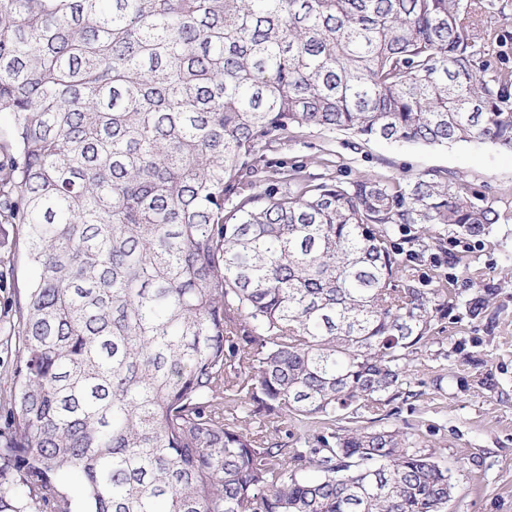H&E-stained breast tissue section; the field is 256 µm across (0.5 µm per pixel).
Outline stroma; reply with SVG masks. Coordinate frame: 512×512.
Wrapping results in <instances>:
<instances>
[{"label": "stroma", "instance_id": "obj_1", "mask_svg": "<svg viewBox=\"0 0 512 512\" xmlns=\"http://www.w3.org/2000/svg\"><path fill=\"white\" fill-rule=\"evenodd\" d=\"M331 157L323 166V157ZM349 181L368 175L412 178L426 171L459 175L512 210V153L488 144L421 146L359 142L345 133L312 131L270 155ZM411 264L448 304L429 339L405 362L406 394L364 416L365 425L398 429L433 450L456 488L446 512H512V223L470 237L440 225ZM35 276L16 255L0 281V398L11 386L14 302Z\"/></svg>", "mask_w": 512, "mask_h": 512}]
</instances>
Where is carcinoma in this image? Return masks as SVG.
Here are the masks:
<instances>
[{
  "mask_svg": "<svg viewBox=\"0 0 512 512\" xmlns=\"http://www.w3.org/2000/svg\"><path fill=\"white\" fill-rule=\"evenodd\" d=\"M494 0H0V214L15 303L0 512H445L396 429L443 289L390 230L512 216L428 171L339 181L267 154L313 129L512 152ZM296 420V431L284 429Z\"/></svg>",
  "mask_w": 512,
  "mask_h": 512,
  "instance_id": "cac0c4a2",
  "label": "carcinoma"
}]
</instances>
